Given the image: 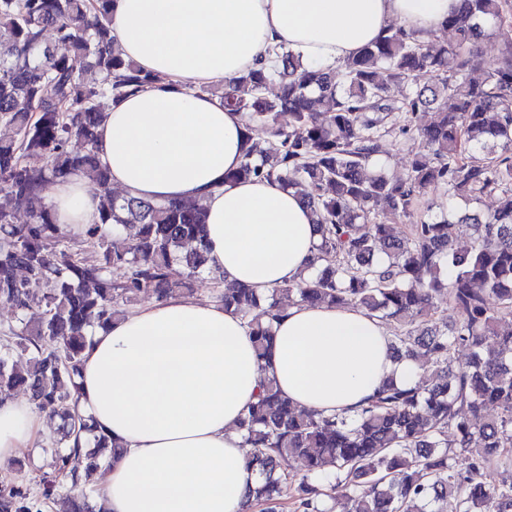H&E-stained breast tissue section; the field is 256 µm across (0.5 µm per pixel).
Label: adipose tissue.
I'll return each mask as SVG.
<instances>
[{
    "label": "adipose tissue",
    "instance_id": "ef3b65f1",
    "mask_svg": "<svg viewBox=\"0 0 512 512\" xmlns=\"http://www.w3.org/2000/svg\"><path fill=\"white\" fill-rule=\"evenodd\" d=\"M457 0H111L122 56L152 75L110 105L98 153L122 192L199 201L208 211L209 264L257 294L309 276L317 235L298 195L252 179L225 182L247 148L245 119L203 86L231 84L281 45L306 67L335 69L391 22L427 37ZM57 224L85 231L100 199L81 173L52 185ZM269 366L241 317L180 296L140 305L96 329L77 379L78 409L123 447L107 463L104 512H241L257 474L239 422L263 381L293 406L327 415L361 408L388 378L419 380L396 361L384 324L356 307L295 304L275 326ZM46 414L0 401V464L42 443Z\"/></svg>",
    "mask_w": 512,
    "mask_h": 512
}]
</instances>
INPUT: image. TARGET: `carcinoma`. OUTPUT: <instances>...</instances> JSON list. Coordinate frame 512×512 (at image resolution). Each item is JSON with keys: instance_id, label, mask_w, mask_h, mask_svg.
Segmentation results:
<instances>
[{"instance_id": "carcinoma-1", "label": "carcinoma", "mask_w": 512, "mask_h": 512, "mask_svg": "<svg viewBox=\"0 0 512 512\" xmlns=\"http://www.w3.org/2000/svg\"><path fill=\"white\" fill-rule=\"evenodd\" d=\"M110 0H0V123L14 137L0 139V300L20 312L30 284L47 286L44 318L18 334L0 353V400L16 388L40 409L64 421L54 449L58 470L79 452L94 471L121 452L95 433L77 410L75 378L93 329L125 313L143 295L162 300L192 291L207 273L200 202H154L112 194L109 169L96 153L97 132L109 104L143 88L150 77L119 51L107 24ZM508 0H460L443 29L454 40L424 41L400 25L385 29L338 70L303 69L290 51L224 88L220 101L245 117L248 148L228 176L274 181L301 195L314 216L320 242L311 275L261 297L246 285H226L224 308L241 315L260 363H270L274 323L283 316L278 295L309 305L353 306L396 324L393 355L414 362L421 382L401 386L389 378L353 416L296 413L271 380L240 423L249 463L263 479L246 509L280 512V483L292 463L306 473L294 512H438L435 504L458 497L459 512H512V483L489 485L486 471L512 465V41L476 83L478 44L495 31H512ZM54 33L48 43L44 33ZM87 59L97 78L85 82L72 58ZM427 77L399 97L391 88ZM278 86L274 97L267 87ZM332 103L326 112L314 102ZM433 111L435 119L420 121ZM260 123L279 140L267 153L250 133ZM398 132L410 143V164L399 177L369 172L383 138ZM82 150L68 149L71 140ZM44 160L42 165L31 159ZM80 171L100 188V218L84 236L99 253L93 263L69 252L66 236L44 202L46 186ZM443 189L450 199L480 204L496 196L490 213L466 209L430 215L424 196ZM25 210L28 221L14 223ZM406 217L404 237L380 214ZM473 226L471 251L453 246V227ZM126 234L129 246L111 251L106 231ZM59 249L47 252L45 241ZM186 269L173 281V264ZM111 266L126 268L114 284ZM455 314L440 326L437 309ZM468 352L460 361L456 353ZM496 416L482 419L487 407ZM465 464H456V456ZM27 494L0 489V512H32Z\"/></svg>"}]
</instances>
